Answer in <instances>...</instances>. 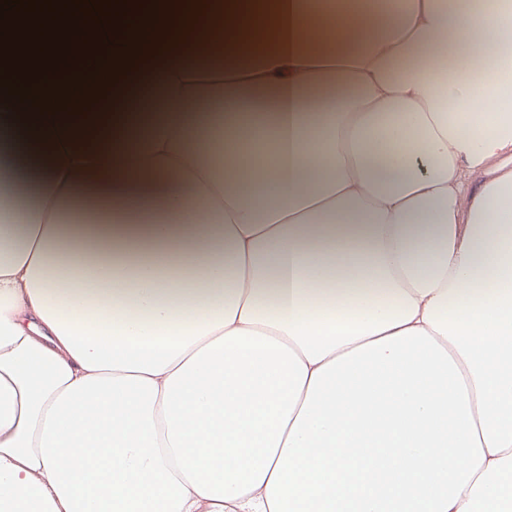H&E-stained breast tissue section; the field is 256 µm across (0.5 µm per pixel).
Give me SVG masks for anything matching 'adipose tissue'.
I'll use <instances>...</instances> for the list:
<instances>
[{"label": "adipose tissue", "mask_w": 512, "mask_h": 512, "mask_svg": "<svg viewBox=\"0 0 512 512\" xmlns=\"http://www.w3.org/2000/svg\"><path fill=\"white\" fill-rule=\"evenodd\" d=\"M130 8L0 106V512H512V0ZM217 112H224V102L215 103L211 101H201L186 114V125L188 129H198L205 127Z\"/></svg>", "instance_id": "ef3b65f1"}]
</instances>
